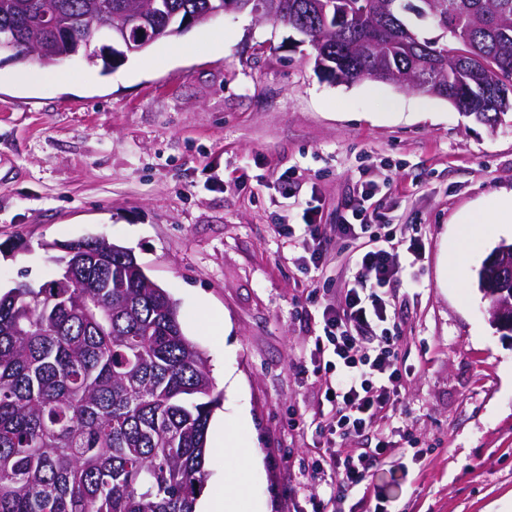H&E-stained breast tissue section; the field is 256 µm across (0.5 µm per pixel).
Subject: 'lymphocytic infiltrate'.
Segmentation results:
<instances>
[{"instance_id":"lymphocytic-infiltrate-1","label":"lymphocytic infiltrate","mask_w":512,"mask_h":512,"mask_svg":"<svg viewBox=\"0 0 512 512\" xmlns=\"http://www.w3.org/2000/svg\"><path fill=\"white\" fill-rule=\"evenodd\" d=\"M374 194L373 186H363L358 203L336 226L337 236L356 246V271L335 304L323 307L322 333L310 355L315 372L325 378L329 408L315 424L321 451L307 465L313 478L336 480L366 498L389 440L378 437L374 447L346 455L335 444L367 435L377 420L394 417L402 380L401 336L388 294L401 267L390 245L392 228L365 221V204Z\"/></svg>"}]
</instances>
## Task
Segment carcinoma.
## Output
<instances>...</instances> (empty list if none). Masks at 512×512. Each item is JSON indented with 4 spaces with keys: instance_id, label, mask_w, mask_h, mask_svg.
I'll use <instances>...</instances> for the list:
<instances>
[{
    "instance_id": "1",
    "label": "carcinoma",
    "mask_w": 512,
    "mask_h": 512,
    "mask_svg": "<svg viewBox=\"0 0 512 512\" xmlns=\"http://www.w3.org/2000/svg\"><path fill=\"white\" fill-rule=\"evenodd\" d=\"M231 0H0V53L51 62L86 55L103 69L129 52L112 41L122 15L148 7L156 40L184 32ZM317 68L339 83L419 72L438 97L473 108L512 85V0H286ZM50 12L56 36L43 21ZM427 22L449 41L421 35ZM54 278L0 296V512H195L218 403L207 357L183 333L177 303L151 288L126 248L95 238L64 245Z\"/></svg>"
}]
</instances>
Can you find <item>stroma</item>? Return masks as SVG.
Instances as JSON below:
<instances>
[{
  "instance_id": "stroma-1",
  "label": "stroma",
  "mask_w": 512,
  "mask_h": 512,
  "mask_svg": "<svg viewBox=\"0 0 512 512\" xmlns=\"http://www.w3.org/2000/svg\"><path fill=\"white\" fill-rule=\"evenodd\" d=\"M0 62V290L40 286L55 244L90 237L131 249L178 303L208 356L239 452L211 448L204 491L240 490V512H309L338 491L310 476L312 424L328 404L309 367L320 307L354 269L335 225L358 197L395 224L393 283L408 371L397 441L374 473L382 512H512V335L489 320L477 272L512 232L484 237L493 196L512 191V114L489 127L448 101L392 84L326 78L288 27L247 13L156 40L102 71L84 57ZM314 209L323 271L286 234ZM419 235L420 258L408 251ZM466 250L454 277L447 255ZM418 439L422 453L405 446Z\"/></svg>"
}]
</instances>
